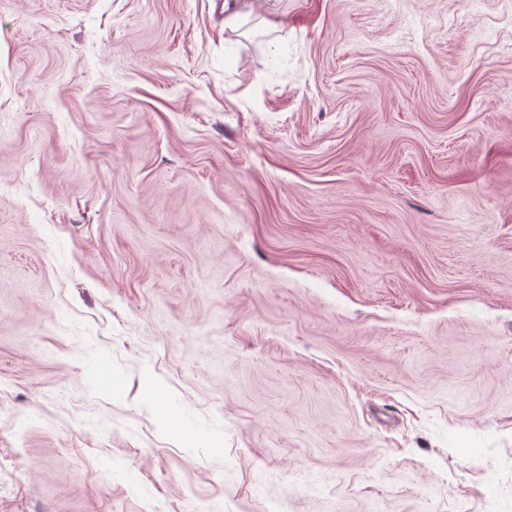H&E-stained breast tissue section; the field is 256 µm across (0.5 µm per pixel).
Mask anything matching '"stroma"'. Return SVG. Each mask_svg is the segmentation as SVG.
I'll return each instance as SVG.
<instances>
[{"instance_id":"35a3bbf8","label":"stroma","mask_w":512,"mask_h":512,"mask_svg":"<svg viewBox=\"0 0 512 512\" xmlns=\"http://www.w3.org/2000/svg\"><path fill=\"white\" fill-rule=\"evenodd\" d=\"M222 2L0 0V512H512V0ZM253 12L252 3L246 0H224V25L236 28Z\"/></svg>"}]
</instances>
